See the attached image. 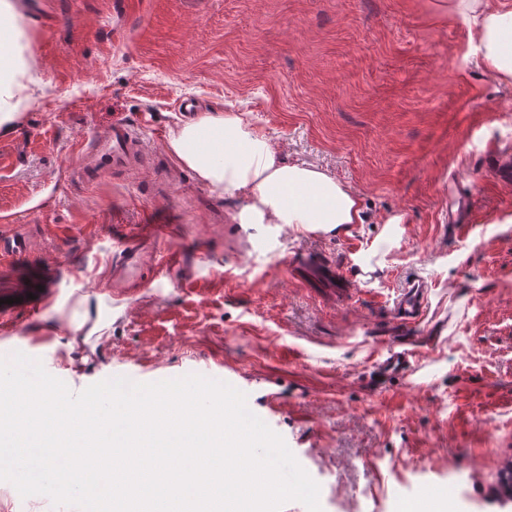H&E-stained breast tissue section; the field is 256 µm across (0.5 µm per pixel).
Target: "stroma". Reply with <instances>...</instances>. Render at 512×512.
I'll return each mask as SVG.
<instances>
[{
    "label": "stroma",
    "mask_w": 512,
    "mask_h": 512,
    "mask_svg": "<svg viewBox=\"0 0 512 512\" xmlns=\"http://www.w3.org/2000/svg\"><path fill=\"white\" fill-rule=\"evenodd\" d=\"M42 83L0 136V352L72 392L114 377L234 386L320 486L322 512H502L512 492V81L473 53L448 0H17ZM246 112L290 164L358 197L352 237L240 229L168 150L183 100ZM132 123L149 170L67 181L79 148ZM173 185L156 191V175ZM467 195L470 233L448 227ZM398 218L392 240L385 223ZM167 224L137 285L112 272L128 233ZM376 275L351 276L357 251ZM428 287L402 330L387 305ZM410 370L381 377L389 348Z\"/></svg>",
    "instance_id": "obj_1"
}]
</instances>
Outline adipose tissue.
<instances>
[{
	"instance_id": "1",
	"label": "adipose tissue",
	"mask_w": 512,
	"mask_h": 512,
	"mask_svg": "<svg viewBox=\"0 0 512 512\" xmlns=\"http://www.w3.org/2000/svg\"><path fill=\"white\" fill-rule=\"evenodd\" d=\"M448 10L474 26L483 64L512 80V0H448ZM36 71L15 44L0 49V135L14 131ZM168 147L212 190L247 197L242 223L282 224L301 233L320 227L341 236L362 221L348 187L320 170L287 164L244 113L199 115L171 132Z\"/></svg>"
}]
</instances>
